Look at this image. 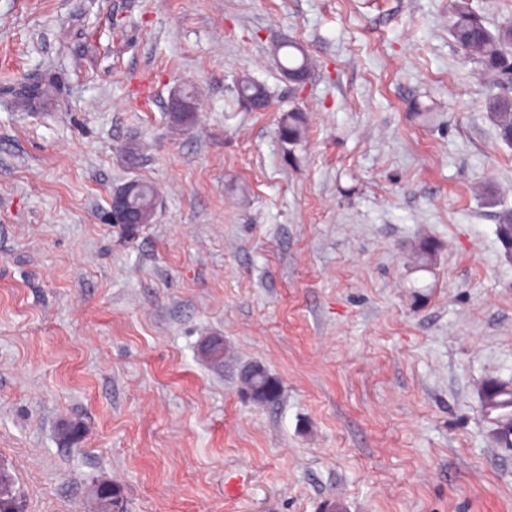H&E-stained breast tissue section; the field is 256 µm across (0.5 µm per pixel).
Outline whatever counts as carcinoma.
<instances>
[{"label":"carcinoma","mask_w":512,"mask_h":512,"mask_svg":"<svg viewBox=\"0 0 512 512\" xmlns=\"http://www.w3.org/2000/svg\"><path fill=\"white\" fill-rule=\"evenodd\" d=\"M448 34L462 52L463 61L481 66L486 82L487 114L503 143L512 147V96L501 92L503 84L512 81V20L490 30L482 17L471 7L470 0H449ZM288 53L281 69L290 73L305 75L311 70V62L303 48L288 43ZM53 84L39 80L33 88H25L20 99L29 102H44L50 99ZM240 99L267 101L264 86L244 75L237 83ZM305 120L302 113L290 110L283 114L278 134L283 143L295 146L302 142ZM496 233L507 253L512 254V208H504L497 224ZM436 248L429 238L418 244L417 268L431 267ZM242 382L254 401L265 404L274 402L279 395V384L268 372L258 371L250 366L242 373ZM481 410L491 425L494 442L503 448L512 441V382L487 380L481 388ZM121 512H128L119 485L112 491L94 490L91 493V512H113L114 506ZM0 512H19L16 477L10 467L0 462Z\"/></svg>","instance_id":"1"}]
</instances>
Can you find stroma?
<instances>
[{"label": "stroma", "instance_id": "1", "mask_svg": "<svg viewBox=\"0 0 512 512\" xmlns=\"http://www.w3.org/2000/svg\"><path fill=\"white\" fill-rule=\"evenodd\" d=\"M288 41L315 62L299 91ZM44 73L54 96L20 106ZM485 96L448 0H0V460L21 512H87L103 480L129 512H512L480 404L512 379V148ZM133 179L152 223H110ZM251 363L276 402L242 392ZM305 133V120L301 112L289 110L281 117L278 134L283 143L295 146L302 142Z\"/></svg>", "mask_w": 512, "mask_h": 512}]
</instances>
